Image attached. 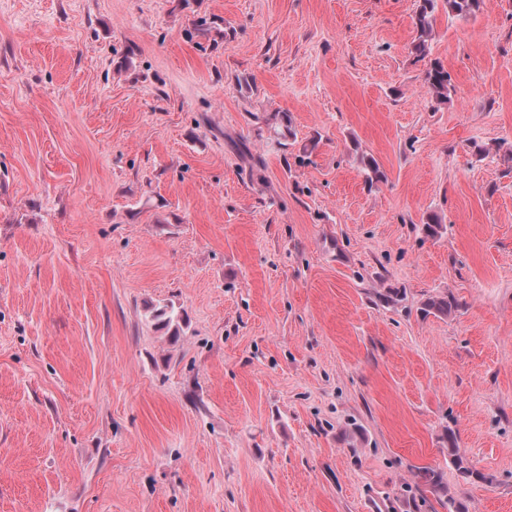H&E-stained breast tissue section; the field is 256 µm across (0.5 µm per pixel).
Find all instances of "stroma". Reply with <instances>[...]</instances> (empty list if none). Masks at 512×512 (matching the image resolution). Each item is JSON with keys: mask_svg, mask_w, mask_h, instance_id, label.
I'll list each match as a JSON object with an SVG mask.
<instances>
[{"mask_svg": "<svg viewBox=\"0 0 512 512\" xmlns=\"http://www.w3.org/2000/svg\"><path fill=\"white\" fill-rule=\"evenodd\" d=\"M417 5L0 0V512H512V0L445 104ZM436 7L437 0H419L414 17L417 37L412 45V52L418 60H423L428 56ZM425 83L437 102H448L452 87L451 76L440 62H431L425 71ZM458 307L459 303L452 294H442L429 297L420 309L424 316L433 314L434 316L448 317L455 313ZM429 491L442 499V504L448 512H466L463 505L448 491V484L444 482L443 473L436 469H428L420 473Z\"/></svg>", "mask_w": 512, "mask_h": 512, "instance_id": "obj_1", "label": "stroma"}]
</instances>
